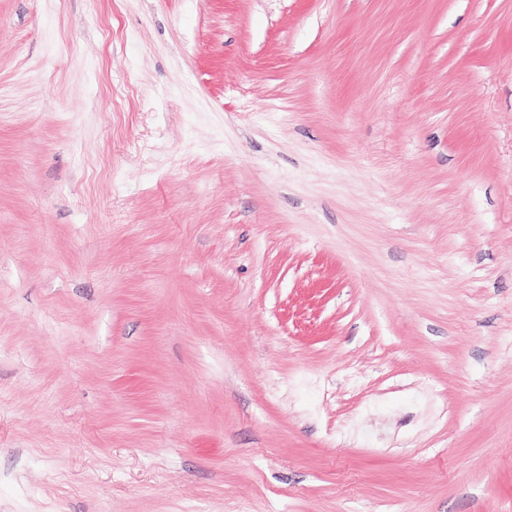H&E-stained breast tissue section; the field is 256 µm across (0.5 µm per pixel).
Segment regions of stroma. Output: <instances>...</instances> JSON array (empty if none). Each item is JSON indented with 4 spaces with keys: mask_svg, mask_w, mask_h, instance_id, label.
<instances>
[{
    "mask_svg": "<svg viewBox=\"0 0 512 512\" xmlns=\"http://www.w3.org/2000/svg\"><path fill=\"white\" fill-rule=\"evenodd\" d=\"M0 512H512V0H0Z\"/></svg>",
    "mask_w": 512,
    "mask_h": 512,
    "instance_id": "stroma-1",
    "label": "stroma"
}]
</instances>
